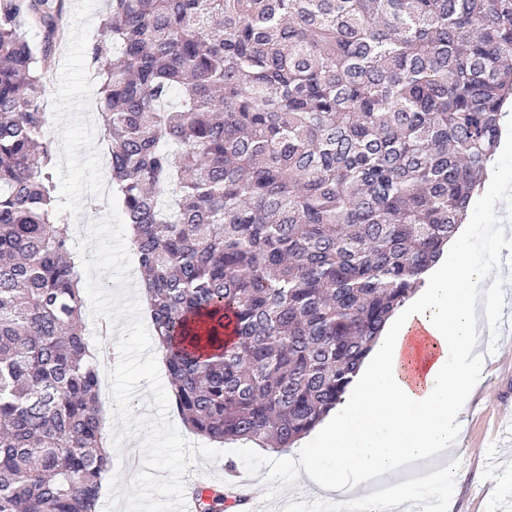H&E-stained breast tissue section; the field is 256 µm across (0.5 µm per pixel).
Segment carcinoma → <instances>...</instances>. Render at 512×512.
Returning <instances> with one entry per match:
<instances>
[{"instance_id":"obj_1","label":"carcinoma","mask_w":512,"mask_h":512,"mask_svg":"<svg viewBox=\"0 0 512 512\" xmlns=\"http://www.w3.org/2000/svg\"><path fill=\"white\" fill-rule=\"evenodd\" d=\"M63 37L62 0H0V512H97L112 470L43 108ZM88 56L177 411L294 447L487 175L512 0H107Z\"/></svg>"}]
</instances>
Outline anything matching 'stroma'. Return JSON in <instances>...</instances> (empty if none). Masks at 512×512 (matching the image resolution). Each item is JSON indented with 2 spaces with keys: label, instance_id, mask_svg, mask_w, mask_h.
Segmentation results:
<instances>
[{
  "label": "stroma",
  "instance_id": "1",
  "mask_svg": "<svg viewBox=\"0 0 512 512\" xmlns=\"http://www.w3.org/2000/svg\"><path fill=\"white\" fill-rule=\"evenodd\" d=\"M68 38L55 50V66L44 80L43 107L50 115L47 135L56 154L57 194L70 213V226L101 219L108 207L99 185L109 183L108 145L96 106L97 81L86 54L107 12L105 0H63ZM512 183V152L496 154L484 190L474 195L465 226L477 263L492 267L503 280L499 291L512 298V235L498 236L501 220L486 206V194ZM486 382L471 397L466 425L455 453L448 484L433 483L430 500L447 497L448 512H501L512 500V321H499L490 346ZM326 503L303 481L280 497L260 505L259 512H324Z\"/></svg>",
  "mask_w": 512,
  "mask_h": 512
}]
</instances>
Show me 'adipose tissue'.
<instances>
[{
    "instance_id": "ef3b65f1",
    "label": "adipose tissue",
    "mask_w": 512,
    "mask_h": 512,
    "mask_svg": "<svg viewBox=\"0 0 512 512\" xmlns=\"http://www.w3.org/2000/svg\"><path fill=\"white\" fill-rule=\"evenodd\" d=\"M469 253L466 237L450 244L447 266L389 318L312 443L295 449L292 466L323 497L362 498L374 478L452 453L485 382L482 344L497 334L496 281ZM419 332L430 340L424 362L412 344Z\"/></svg>"
}]
</instances>
